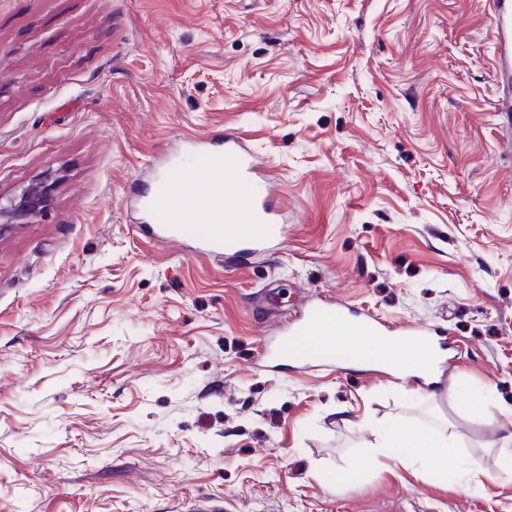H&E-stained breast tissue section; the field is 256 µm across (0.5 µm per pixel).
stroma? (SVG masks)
I'll list each match as a JSON object with an SVG mask.
<instances>
[{"instance_id":"1","label":"stroma","mask_w":512,"mask_h":512,"mask_svg":"<svg viewBox=\"0 0 512 512\" xmlns=\"http://www.w3.org/2000/svg\"><path fill=\"white\" fill-rule=\"evenodd\" d=\"M492 44L484 0H0V193L56 178L0 236V512H512ZM227 131L277 245L145 232L143 195ZM321 300L436 330L438 380L284 363ZM394 421L447 426L460 468L381 452Z\"/></svg>"}]
</instances>
